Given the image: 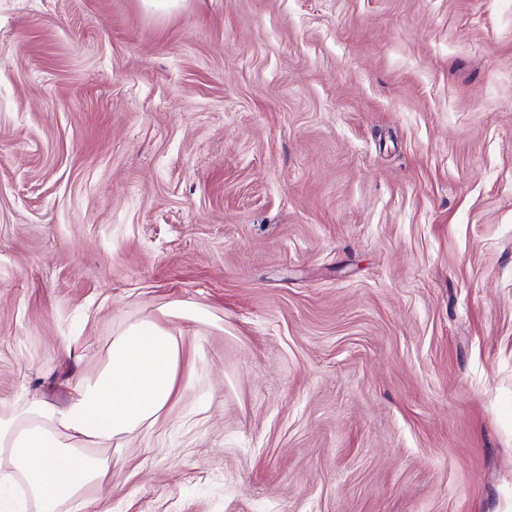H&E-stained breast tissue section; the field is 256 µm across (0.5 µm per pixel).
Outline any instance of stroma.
Wrapping results in <instances>:
<instances>
[{
  "mask_svg": "<svg viewBox=\"0 0 512 512\" xmlns=\"http://www.w3.org/2000/svg\"><path fill=\"white\" fill-rule=\"evenodd\" d=\"M177 303L80 512H512V0H0V412Z\"/></svg>",
  "mask_w": 512,
  "mask_h": 512,
  "instance_id": "stroma-1",
  "label": "stroma"
}]
</instances>
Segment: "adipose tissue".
I'll use <instances>...</instances> for the list:
<instances>
[{
    "label": "adipose tissue",
    "mask_w": 512,
    "mask_h": 512,
    "mask_svg": "<svg viewBox=\"0 0 512 512\" xmlns=\"http://www.w3.org/2000/svg\"><path fill=\"white\" fill-rule=\"evenodd\" d=\"M183 332L146 317L109 344L101 366L81 376L67 403L30 400L0 414V512H17L4 484L22 478L41 512L105 491L113 441L152 427L177 392Z\"/></svg>",
    "instance_id": "adipose-tissue-1"
}]
</instances>
